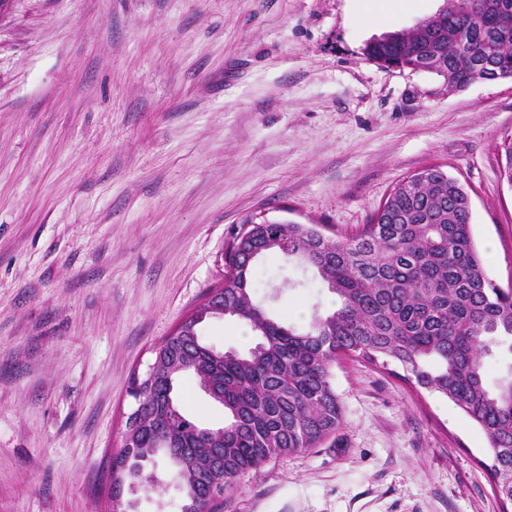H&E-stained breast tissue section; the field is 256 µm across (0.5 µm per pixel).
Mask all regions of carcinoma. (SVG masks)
I'll return each mask as SVG.
<instances>
[{
  "mask_svg": "<svg viewBox=\"0 0 512 512\" xmlns=\"http://www.w3.org/2000/svg\"><path fill=\"white\" fill-rule=\"evenodd\" d=\"M512 0H461L448 26L420 23L394 32L393 43L369 42L365 54L383 67L442 61L448 83L512 75V27L490 21ZM501 176L512 186V138L501 144ZM469 195L441 166L399 180L354 236L328 237L317 224H254L225 249L224 281L211 288L177 331L154 348L152 375L129 390L144 410L133 439L150 463L163 454L183 491L181 512H203L204 478L213 468L224 485L273 458L322 446L344 422L332 383L341 357L403 371L417 389L447 398L487 436L485 465L499 497L512 503V374L489 387L485 362L512 352V288L490 278L475 246ZM278 252L311 268L336 296L337 309L298 330L270 315L252 296L255 261ZM221 305L249 326L248 354L205 344L198 325ZM194 374L224 408V426L206 427L174 396L176 380ZM112 455V496L128 472Z\"/></svg>",
  "mask_w": 512,
  "mask_h": 512,
  "instance_id": "cac0c4a2",
  "label": "carcinoma"
}]
</instances>
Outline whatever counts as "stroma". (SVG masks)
<instances>
[{
    "label": "stroma",
    "instance_id": "obj_1",
    "mask_svg": "<svg viewBox=\"0 0 512 512\" xmlns=\"http://www.w3.org/2000/svg\"><path fill=\"white\" fill-rule=\"evenodd\" d=\"M7 0L0 7V512H109L133 371L224 276L245 220L351 235L431 165L472 202L490 277L512 288V80L449 91L385 68L369 41L444 0ZM254 298L297 327L333 299L281 254ZM239 321L203 342L244 353ZM345 423L238 477L216 512H502L486 435L381 367L334 366ZM180 403L220 427L194 375ZM138 512H179L165 460Z\"/></svg>",
    "mask_w": 512,
    "mask_h": 512
}]
</instances>
